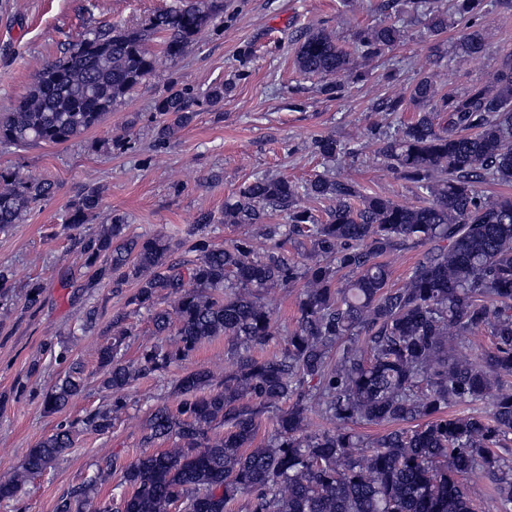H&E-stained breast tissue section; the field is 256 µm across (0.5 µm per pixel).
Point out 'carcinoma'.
I'll return each mask as SVG.
<instances>
[{
  "instance_id": "cac0c4a2",
  "label": "carcinoma",
  "mask_w": 512,
  "mask_h": 512,
  "mask_svg": "<svg viewBox=\"0 0 512 512\" xmlns=\"http://www.w3.org/2000/svg\"><path fill=\"white\" fill-rule=\"evenodd\" d=\"M482 0H455L468 18L460 42L470 56L489 46L475 21ZM219 5L196 3L153 14L139 27L102 25L84 32L37 72L29 91L0 115V146L25 150L63 144L97 126L112 108L154 76L161 61L180 60L213 25ZM439 35L448 16L427 12ZM404 30L381 22L358 31L354 51L326 29L310 31L297 51L304 75L323 79L324 95L343 81H361L374 58L398 46ZM161 42L157 54L152 44ZM227 86L203 94L210 107ZM197 97L167 88L156 101L158 141L170 140L195 118ZM417 109L389 132L379 155L415 184L418 203L399 204L365 194L345 175L318 174L299 184L258 176L224 200L225 224H257L259 232L212 244L198 225L174 235L130 236L126 218L83 243L84 266L119 292L131 279V303L153 314L154 334L133 362L122 353L127 331L112 325V342L99 349L102 385L112 403L83 420L106 434L125 410L124 392L143 374L164 375L189 360L206 341L222 336L233 356L224 381L195 370L177 379L178 406H158L144 443H173L122 466L109 457L78 487L61 496L55 512H224L239 497L248 512H476L466 476L481 471L492 482L496 512H512V195H486L492 178L512 185V53L490 85L462 94L441 92L422 68L409 95L391 94L378 112ZM325 161L358 148L321 135L313 142ZM57 185L42 174L0 168V231L20 223ZM103 187L87 185L69 203L64 223L79 227L98 209ZM329 201L322 219L314 204ZM278 213L288 223L273 224ZM296 255L281 253L285 243ZM425 251L403 285H390L384 259ZM192 258H178L179 250ZM302 288L294 329L279 337L266 296ZM165 300L170 307L159 309ZM491 337L476 352L468 339ZM274 343L268 357L251 354ZM83 390L75 365L43 397L45 411L65 408ZM267 444L254 445L262 415L280 404ZM487 403V413L448 415L452 406ZM328 426L310 431V416ZM355 425L390 430L371 442ZM224 427V433L215 429ZM76 444L60 428L31 449L22 470L0 481V501L17 496ZM122 472L129 489L119 500L98 489Z\"/></svg>"
}]
</instances>
